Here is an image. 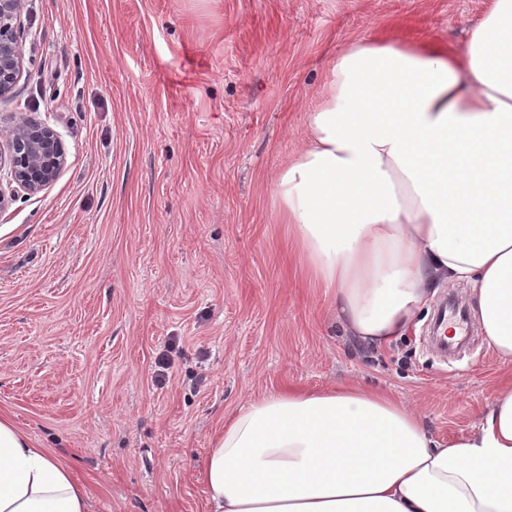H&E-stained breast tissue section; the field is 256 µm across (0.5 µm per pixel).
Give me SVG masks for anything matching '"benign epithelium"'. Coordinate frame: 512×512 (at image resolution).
Returning <instances> with one entry per match:
<instances>
[{
	"label": "benign epithelium",
	"mask_w": 512,
	"mask_h": 512,
	"mask_svg": "<svg viewBox=\"0 0 512 512\" xmlns=\"http://www.w3.org/2000/svg\"><path fill=\"white\" fill-rule=\"evenodd\" d=\"M24 0H0V96L9 93L22 70V36L17 20ZM66 161L59 134L49 126L23 124L0 142V171L30 194L52 183Z\"/></svg>",
	"instance_id": "obj_1"
}]
</instances>
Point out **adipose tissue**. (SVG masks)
I'll return each mask as SVG.
<instances>
[{
	"mask_svg": "<svg viewBox=\"0 0 512 512\" xmlns=\"http://www.w3.org/2000/svg\"><path fill=\"white\" fill-rule=\"evenodd\" d=\"M273 197L343 328L383 347L438 286L471 287L512 361V0H487L460 51L349 40ZM207 512H512V386L480 430L440 441L360 385L270 393L214 438ZM56 451L0 415V512H89Z\"/></svg>",
	"mask_w": 512,
	"mask_h": 512,
	"instance_id": "adipose-tissue-1",
	"label": "adipose tissue"
}]
</instances>
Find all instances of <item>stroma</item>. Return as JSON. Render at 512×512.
<instances>
[{
  "label": "stroma",
  "mask_w": 512,
  "mask_h": 512,
  "mask_svg": "<svg viewBox=\"0 0 512 512\" xmlns=\"http://www.w3.org/2000/svg\"><path fill=\"white\" fill-rule=\"evenodd\" d=\"M485 5L25 0L0 136L49 126L67 160L0 212V415L64 456L91 512H206L215 434L272 392L361 384L437 439L479 430L512 363L474 322L452 358L430 333L468 287L439 288L396 343L362 346L308 282L272 184L344 42L456 51Z\"/></svg>",
  "instance_id": "stroma-1"
}]
</instances>
